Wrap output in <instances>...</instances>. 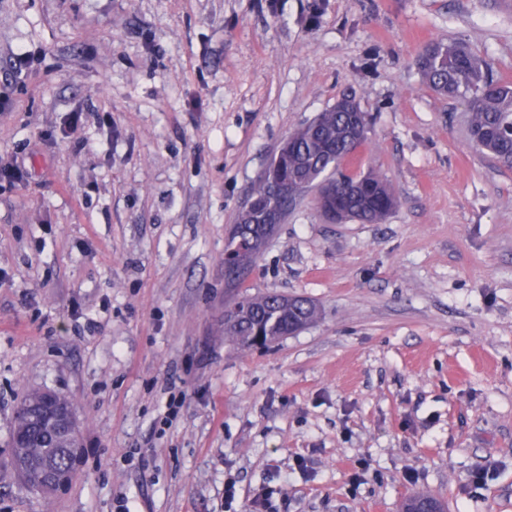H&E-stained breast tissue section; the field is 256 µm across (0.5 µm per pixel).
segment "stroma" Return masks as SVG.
I'll return each instance as SVG.
<instances>
[{"label":"stroma","instance_id":"stroma-1","mask_svg":"<svg viewBox=\"0 0 512 512\" xmlns=\"http://www.w3.org/2000/svg\"><path fill=\"white\" fill-rule=\"evenodd\" d=\"M448 39L512 82V0H0V512H512V169L413 62ZM346 94L372 119L351 168L400 204L336 224L306 192L244 285L322 315L230 350L237 212ZM35 388L83 431L55 496L10 466Z\"/></svg>","mask_w":512,"mask_h":512}]
</instances>
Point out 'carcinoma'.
Returning <instances> with one entry per match:
<instances>
[{
  "label": "carcinoma",
  "instance_id": "obj_1",
  "mask_svg": "<svg viewBox=\"0 0 512 512\" xmlns=\"http://www.w3.org/2000/svg\"><path fill=\"white\" fill-rule=\"evenodd\" d=\"M423 82L435 92L462 101L463 125L472 147L498 165L512 169V83L493 78L490 63L467 44L436 41L415 55ZM368 114L355 99L346 96L312 121L291 131L282 152L273 157L268 176L248 190L251 208L239 214L234 229L254 233L248 248L259 257L265 233V214L278 210L288 214L307 191L321 190L315 205L323 217L341 223L356 220L377 224L398 205L389 181L371 170L347 172L345 162L367 141ZM240 245L232 235L224 248V269L238 266ZM320 308L312 300L282 294H241L224 310V342L236 350L253 347V338L264 337L268 345L316 322ZM51 449L36 439L12 449L11 468L38 464Z\"/></svg>",
  "mask_w": 512,
  "mask_h": 512
}]
</instances>
